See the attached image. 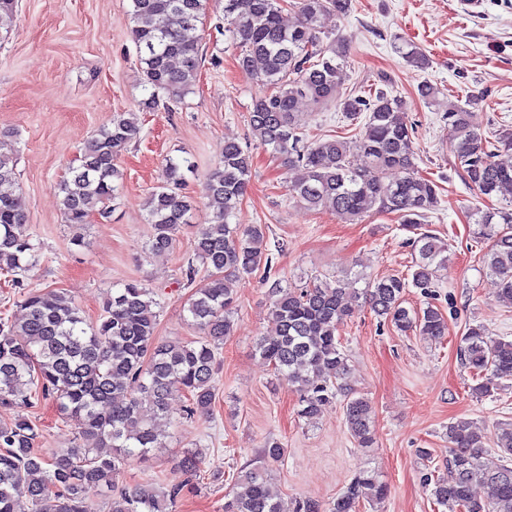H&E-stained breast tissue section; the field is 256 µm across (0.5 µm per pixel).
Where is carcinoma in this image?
I'll list each match as a JSON object with an SVG mask.
<instances>
[{"mask_svg": "<svg viewBox=\"0 0 512 512\" xmlns=\"http://www.w3.org/2000/svg\"><path fill=\"white\" fill-rule=\"evenodd\" d=\"M132 40L143 89L142 107L157 106L159 93L179 102L193 90L202 54L197 22L208 0H131ZM350 0H297L300 20L283 23L279 0H224L228 32L240 49L239 68L270 87L255 98L249 127L259 143L288 162L297 176L292 196L313 210L327 209L354 223L370 212L393 213L403 229L418 233L408 277L386 276L355 284L356 276L331 286L314 277L301 288L275 283L269 288L270 330L256 349L274 373L299 394L298 414L316 419L336 396L350 435L359 448L375 443L371 401L347 383V357L340 328L351 314L348 299L363 300L375 316L401 332L429 339L445 336L447 321L432 304L403 306L406 289L429 295L437 273L448 263V246L421 232L422 221L439 203L438 185L419 173L401 98L378 88L364 95L336 99L346 59L343 45L320 40L321 20L334 12L346 15ZM302 99L315 107L332 100L351 121L364 118L347 137L307 139L298 116ZM448 133L455 166L464 181L501 207L476 209L472 234L487 246L485 273L499 283L498 298L512 305V164L496 157L512 148V129L487 137L459 102H448ZM137 134L135 113L112 116L110 126L86 143L79 165L57 186L65 222L88 223L93 213L107 214L117 182L118 162ZM365 163H354V156ZM196 169L183 157L166 160L163 179L147 201L152 234L147 247L168 250L192 203L179 193L184 171ZM16 159L0 151V270L14 274L38 262V247L25 231V204L16 187ZM251 161L236 141L224 142V155L204 182L208 222L193 241L204 270L203 284L192 294L188 312L201 336L187 341H156L157 302L142 283L130 281L112 292L101 318L89 323L66 295L50 291L29 294L20 321L0 322V405L35 407L55 400L61 414L78 429L79 443L66 450L36 447L34 421L25 415L0 424V512H92L93 498H108L109 512H173L181 491L158 492L146 482L130 489L119 478L130 462L164 447L162 423L169 400L182 393L188 415H206L215 400L216 355L233 329L237 296L231 284L246 281L268 265L266 232L260 224H231L229 218L247 194ZM460 357L477 384L471 394L485 397L500 381L512 379V341L492 340L481 325L461 337ZM452 481L438 480L432 495L450 512H512V428L496 434L497 451L485 449L486 435L472 422L448 425ZM99 448L112 454L101 455ZM286 448L272 439L263 450V465L236 477L237 490L224 502V512H279L270 491L267 466L281 462ZM481 477L486 498L477 500L472 482ZM388 486L372 469L359 473L328 509L313 500L299 512H357L360 501L382 502Z\"/></svg>", "mask_w": 512, "mask_h": 512, "instance_id": "cac0c4a2", "label": "carcinoma"}]
</instances>
